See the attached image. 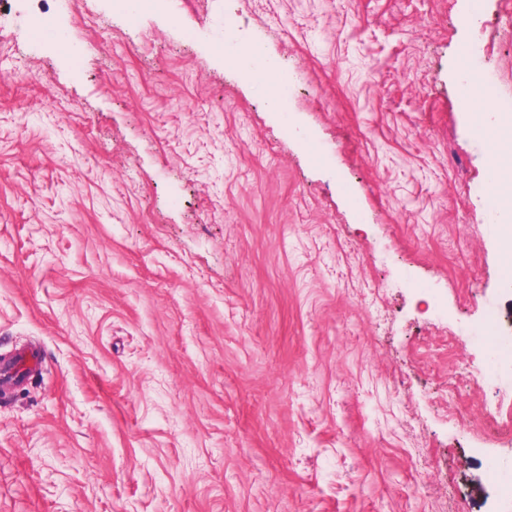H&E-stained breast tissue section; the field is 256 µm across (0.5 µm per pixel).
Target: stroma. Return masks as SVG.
Returning a JSON list of instances; mask_svg holds the SVG:
<instances>
[{"label":"stroma","mask_w":512,"mask_h":512,"mask_svg":"<svg viewBox=\"0 0 512 512\" xmlns=\"http://www.w3.org/2000/svg\"><path fill=\"white\" fill-rule=\"evenodd\" d=\"M471 62L512 117V0H0V512H512ZM245 61V71L256 81H272L278 74L274 62L265 60L250 49H243L240 56ZM476 331L479 332L481 335H486L489 337L494 360H498L505 356H508L511 359L512 336H501L497 330V322L493 317H489L485 325L477 327ZM31 365H38L34 351L17 353L15 363H0V391L4 393L20 388L29 377L25 372Z\"/></svg>","instance_id":"35a3bbf8"}]
</instances>
